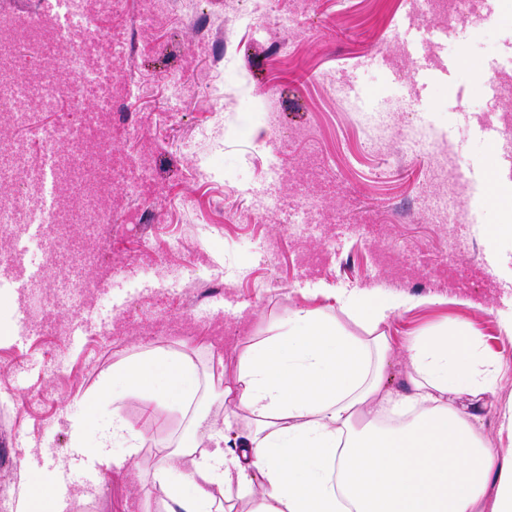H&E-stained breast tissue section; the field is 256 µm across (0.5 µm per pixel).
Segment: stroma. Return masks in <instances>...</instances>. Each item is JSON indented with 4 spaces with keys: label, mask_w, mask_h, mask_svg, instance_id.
Wrapping results in <instances>:
<instances>
[{
    "label": "stroma",
    "mask_w": 512,
    "mask_h": 512,
    "mask_svg": "<svg viewBox=\"0 0 512 512\" xmlns=\"http://www.w3.org/2000/svg\"><path fill=\"white\" fill-rule=\"evenodd\" d=\"M479 27L461 23L433 42L443 10L417 21L411 0H201L199 24L129 10L102 26L109 52L130 53L132 85L114 86L113 152L149 158L145 184L118 183L113 220L81 228L86 194L73 189L74 220L52 237L27 214L12 224L40 287L18 294L0 277V512H24L39 476L69 483L68 512H164L155 478L187 438L167 405L98 398L114 365L164 350L190 361L199 407L223 420L221 392L239 360L298 309L335 315L368 335L336 295L358 291L393 304L387 383L404 392L407 344L447 325L477 341L501 373L478 413L499 445L500 401L512 396V239L497 235L503 158L487 126L512 117V96H491L483 72L512 85V0H491ZM444 137L432 153L405 150L412 128ZM284 177L271 185L266 158ZM448 193L476 224L435 220ZM321 215L294 230L304 199ZM62 262L43 263L45 241ZM92 284L75 305L69 279ZM120 410L134 453L94 465L75 455L73 425Z\"/></svg>",
    "instance_id": "stroma-1"
}]
</instances>
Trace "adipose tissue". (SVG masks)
<instances>
[{
    "instance_id": "1",
    "label": "adipose tissue",
    "mask_w": 512,
    "mask_h": 512,
    "mask_svg": "<svg viewBox=\"0 0 512 512\" xmlns=\"http://www.w3.org/2000/svg\"><path fill=\"white\" fill-rule=\"evenodd\" d=\"M338 304L376 335L347 336L333 317L295 311L242 357L237 385L224 389L237 410L219 425L196 407L189 362L155 353L113 366V401L175 402L215 444L193 457L186 479L162 466L167 512H222L217 485L235 489L249 512H512V398L499 422L508 447L490 446L474 424L496 362L473 337L445 328L410 341L407 390L393 392L380 330L392 304L359 292ZM128 432L116 412L78 429L75 449L107 465Z\"/></svg>"
}]
</instances>
